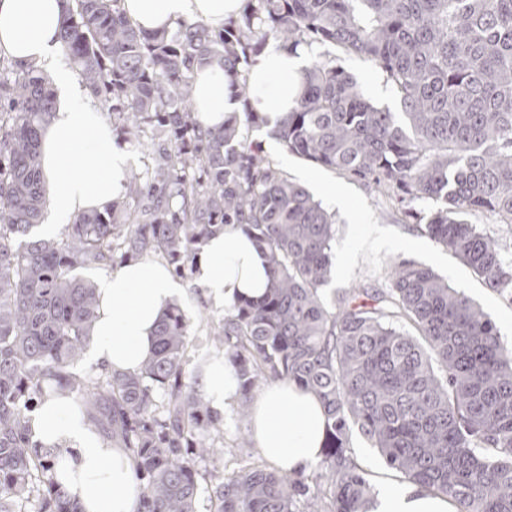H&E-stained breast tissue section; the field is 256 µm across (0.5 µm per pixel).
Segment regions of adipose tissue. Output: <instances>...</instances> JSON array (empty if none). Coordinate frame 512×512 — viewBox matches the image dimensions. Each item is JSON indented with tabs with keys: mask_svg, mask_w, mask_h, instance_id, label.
I'll return each mask as SVG.
<instances>
[{
	"mask_svg": "<svg viewBox=\"0 0 512 512\" xmlns=\"http://www.w3.org/2000/svg\"><path fill=\"white\" fill-rule=\"evenodd\" d=\"M69 0H0V53L21 63L51 62ZM241 0H123L127 16L146 30L171 28L177 20L223 27ZM310 60L306 49L278 44L255 58L249 70L252 103L268 123L285 115L299 93L298 76ZM57 106L41 138L42 174L50 238L78 214L104 210L125 191L132 163L129 144L118 140L97 102L80 89L74 72L53 73ZM193 102L204 126L221 125L239 111L230 78L213 65L197 72ZM193 282L217 306L261 298L269 284L266 258L239 226L203 240ZM98 313L86 356L103 371L136 372L155 345L159 319L184 293L164 262L141 257L116 265L96 280ZM215 410L240 396L234 368L216 358L199 382ZM34 441L54 449L57 480L82 512H136L139 480L126 449L105 441L70 400L40 405L29 415ZM250 426L255 448L277 469L303 472L321 457L325 413L319 398L288 381L275 382L253 399ZM373 512H452L447 498L416 487L378 489Z\"/></svg>",
	"mask_w": 512,
	"mask_h": 512,
	"instance_id": "1",
	"label": "adipose tissue"
}]
</instances>
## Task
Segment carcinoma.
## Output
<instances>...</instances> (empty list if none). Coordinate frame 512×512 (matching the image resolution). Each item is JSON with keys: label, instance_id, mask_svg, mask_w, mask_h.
Listing matches in <instances>:
<instances>
[{"label": "carcinoma", "instance_id": "1", "mask_svg": "<svg viewBox=\"0 0 512 512\" xmlns=\"http://www.w3.org/2000/svg\"><path fill=\"white\" fill-rule=\"evenodd\" d=\"M64 54L112 129L152 154L102 212L30 239L45 193L39 141L55 96L38 68L0 55V512H81L53 480L28 413L77 402L130 452L137 512H198L222 419L187 368L189 318H161L136 373L80 374L97 297L77 270L159 256L183 278L196 245L237 224L265 252L257 301L227 306L213 342L242 407L291 381L318 396L326 441L307 474L245 465L208 488L214 512H369L375 492L350 449L356 430L407 482L456 512H512V351L495 324L430 269L394 261L384 284L327 298L336 216L250 135L248 67L276 42L330 46L374 63L399 111L378 106L327 54L272 134L288 153L374 188L512 302V258L471 217L512 224V0H243L215 32L179 20L140 29L122 0H70ZM218 63L244 112L206 128L195 73ZM430 202L420 211L417 205Z\"/></svg>", "mask_w": 512, "mask_h": 512}]
</instances>
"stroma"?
I'll return each mask as SVG.
<instances>
[{
    "instance_id": "stroma-1",
    "label": "stroma",
    "mask_w": 512,
    "mask_h": 512,
    "mask_svg": "<svg viewBox=\"0 0 512 512\" xmlns=\"http://www.w3.org/2000/svg\"><path fill=\"white\" fill-rule=\"evenodd\" d=\"M339 62L356 79L366 98L381 106L396 107L394 91L377 66L353 55L340 56ZM270 158L289 179L307 187L336 214V251L330 289L381 283L390 260H411L433 269L453 287L464 291L496 325L504 345L512 349V303L487 286L415 222L406 220L397 208L367 185L290 155L284 148H277ZM180 304L190 319L188 367L207 369L210 361L223 356L224 351L208 340L205 325L222 320L224 310L214 306L203 291L194 286L187 287ZM240 409V404L235 403L222 415L223 430L215 441L224 445L228 453L206 462L211 482L222 481L243 464L262 466L266 463L257 448L236 445L240 435L251 432L250 418L241 414ZM351 449L373 485L386 482L403 485L401 475L389 469L378 450L360 434H352Z\"/></svg>"
}]
</instances>
